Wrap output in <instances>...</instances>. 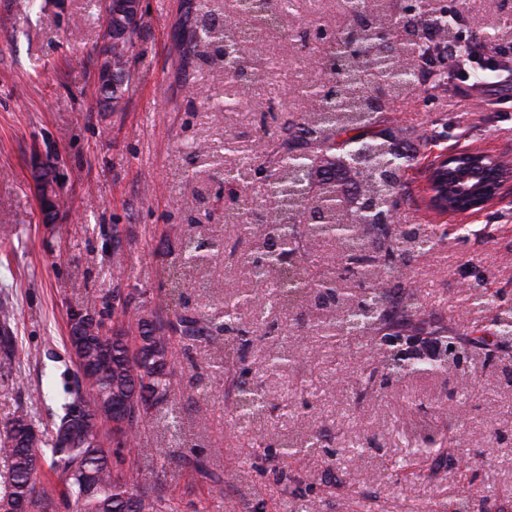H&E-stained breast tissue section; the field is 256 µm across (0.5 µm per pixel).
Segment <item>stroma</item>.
I'll list each match as a JSON object with an SVG mask.
<instances>
[{"mask_svg": "<svg viewBox=\"0 0 512 512\" xmlns=\"http://www.w3.org/2000/svg\"><path fill=\"white\" fill-rule=\"evenodd\" d=\"M0 0V302L13 305L15 368L0 373V424L32 396H40L38 428L62 415L78 366L68 336L73 312L95 313L145 304L162 311L180 304L209 315L224 301L253 292L245 259L242 219L224 210V171L238 163L224 153L225 138L246 152L264 154L289 118L307 111L299 63L320 57L353 24L340 0H302L261 49L273 67L249 83L235 82L204 53L182 57L177 43L191 24L186 0H140V34L130 58L131 79L120 112L99 104L97 49L105 14L96 0ZM460 13L461 41L493 33L512 43V0H444ZM234 95V112L208 110L210 101ZM392 120L417 137L434 129L439 148L481 147L512 154V91L458 86L394 101ZM205 147L191 154L189 145ZM57 166L65 208L43 223L32 159ZM447 245L416 258L406 288L424 313V332L436 330L472 345L468 369L402 376L366 397L356 395L362 369L380 367L379 345L335 347L312 331L308 306L294 309L292 337L270 314L266 338L246 350L252 378L261 382L262 410H234L215 382L222 345L203 343L174 355L167 401L140 429L137 444L118 448L114 468L154 475L160 456H202L219 475L213 484L181 466L164 482L176 512H292L306 493L318 512H446L462 491L480 492L476 512H512V384L490 356L512 342L484 345L489 313L473 284L499 293L512 306V193L467 221L449 220ZM191 233L220 239L223 249L184 266L180 243ZM122 253L124 266L112 265ZM296 364L266 370L269 354ZM306 377L294 413L282 411L286 386ZM316 436L314 454L289 458L280 444ZM360 438L365 454L339 455ZM261 438L268 455L254 457ZM468 448L456 465L435 457L420 476L394 468L395 460L431 441Z\"/></svg>", "mask_w": 512, "mask_h": 512, "instance_id": "35a3bbf8", "label": "stroma"}]
</instances>
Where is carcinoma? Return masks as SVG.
<instances>
[{"instance_id":"cac0c4a2","label":"carcinoma","mask_w":512,"mask_h":512,"mask_svg":"<svg viewBox=\"0 0 512 512\" xmlns=\"http://www.w3.org/2000/svg\"><path fill=\"white\" fill-rule=\"evenodd\" d=\"M238 32L249 22L272 26L295 9V0H239ZM194 27L180 51L194 55L216 44L221 46L224 70L237 80L254 75L258 58L247 51V37H230L225 27L213 22L210 0L192 2ZM352 27L339 40L361 45L362 54L341 49L330 53L328 64L335 78L314 86L316 105L283 124L271 153L265 155L266 177L257 195L278 201L273 213H262L260 237L252 225L243 233L253 238L251 267L263 274L258 291L247 301L255 319L267 311L286 312L308 294L315 301L339 302L341 281L350 279L363 288L341 325L329 323L318 329L337 339L377 336L386 328L393 336L407 335L411 321L421 315L411 295L403 289L409 263L442 244L428 224H415L392 234L360 237L346 229L339 233L344 247L338 258L327 260L311 248L312 238L343 221V204L336 196V174H350L367 187L368 201L359 214L362 224H386L397 209L421 150L433 146L431 133L415 143L403 129L380 128V114L391 111L392 98L417 90L429 94L448 88V50L427 38L433 30L457 25L444 9L435 14L399 9L398 0H385L379 10L363 0H347ZM138 28L124 41L112 45V67L123 74L120 82L100 89L99 102L109 111L121 109L130 81L129 61ZM494 312L492 335L512 339V308L500 309L498 296L477 295ZM241 300L224 303L220 325H213L195 310L176 306L145 318L136 317L137 347L129 345V329L119 325L105 330V315H87L71 325L70 332L85 333L82 347L86 370H78L68 387L64 415L41 437L32 439L35 415L22 409L0 427V454L9 468L0 490V512H56L59 502L75 504L78 512H173L164 494L161 465L153 479L134 471L117 473L112 448L102 430L112 414V396L129 401V422L112 428L117 444L137 436L152 409L164 402L171 385L174 352L201 343H219L221 331L232 334L239 325ZM14 313L0 306V368H11L13 337L8 335ZM243 348L224 344V381L227 395L239 396L234 408L254 406L262 399L261 388L243 381ZM452 363L448 342L436 341L430 354L402 359L390 356L387 374L433 373ZM52 456L53 477H44V453Z\"/></svg>"}]
</instances>
